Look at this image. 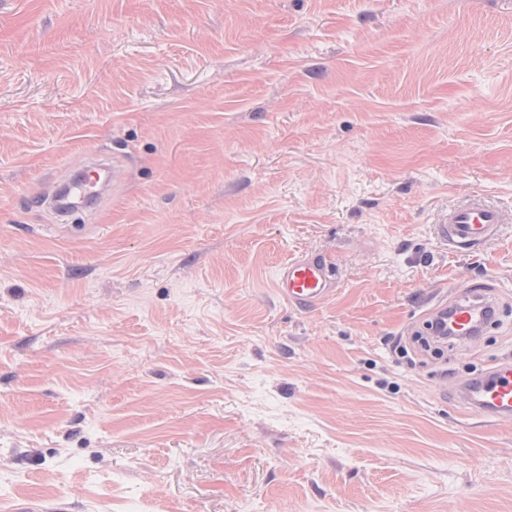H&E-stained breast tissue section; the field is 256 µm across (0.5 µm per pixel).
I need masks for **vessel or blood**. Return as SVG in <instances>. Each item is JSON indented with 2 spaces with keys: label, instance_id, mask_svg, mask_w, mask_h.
<instances>
[{
  "label": "vessel or blood",
  "instance_id": "b4317fda",
  "mask_svg": "<svg viewBox=\"0 0 512 512\" xmlns=\"http://www.w3.org/2000/svg\"><path fill=\"white\" fill-rule=\"evenodd\" d=\"M507 215L480 195L448 210L438 221L441 234L455 251L466 253L492 240ZM336 278L330 262L322 255L308 254L278 268L274 287L288 303L312 308L333 291ZM496 320L494 299L467 290L448 304L437 305L430 322L440 326L448 322L457 339L475 340ZM459 394L468 408L482 420L497 423L512 420V363L503 362L489 371L463 381Z\"/></svg>",
  "mask_w": 512,
  "mask_h": 512
}]
</instances>
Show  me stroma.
Returning <instances> with one entry per match:
<instances>
[{
    "label": "stroma",
    "instance_id": "obj_1",
    "mask_svg": "<svg viewBox=\"0 0 512 512\" xmlns=\"http://www.w3.org/2000/svg\"><path fill=\"white\" fill-rule=\"evenodd\" d=\"M469 192L512 211V0H0V501L512 512V421L449 393L512 357V223L436 226ZM460 285L500 323L398 357ZM506 213L479 194L448 210L438 223L441 234L455 251L466 253L492 240L500 224H508ZM335 285L331 263L320 254H307L288 262L277 269L274 278L276 292L288 303L304 309L323 302Z\"/></svg>",
    "mask_w": 512,
    "mask_h": 512
}]
</instances>
